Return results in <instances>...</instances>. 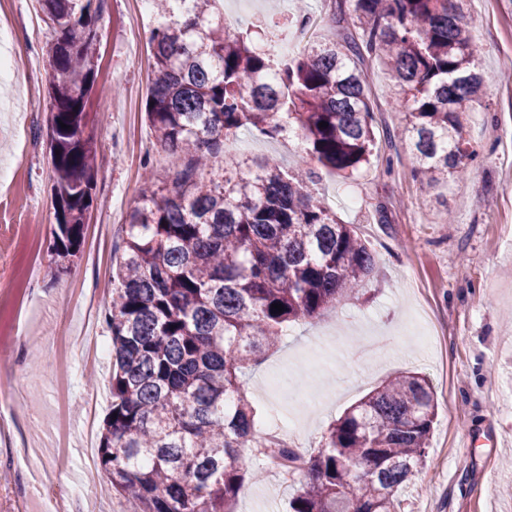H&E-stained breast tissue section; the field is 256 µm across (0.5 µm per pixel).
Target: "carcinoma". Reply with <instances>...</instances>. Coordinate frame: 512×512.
I'll return each instance as SVG.
<instances>
[{"label":"carcinoma","instance_id":"1","mask_svg":"<svg viewBox=\"0 0 512 512\" xmlns=\"http://www.w3.org/2000/svg\"><path fill=\"white\" fill-rule=\"evenodd\" d=\"M39 2L54 31L51 252L67 259L82 244L94 181L89 98L101 39L92 26L104 0ZM157 2L146 119L157 144L188 164L169 185L145 176L124 224L105 314L112 404L99 465L134 512H234L244 447L302 477L291 512H401L436 418L426 376L384 381L328 426L309 457L262 443L246 376L288 326L357 294L376 267L354 225L310 190L318 171L347 178L370 160L367 60L397 88L398 136L423 189L463 177L476 159L464 121L487 76L464 22L467 0H349L352 31L336 40L345 18L333 17L286 58L253 42L254 25L224 26L218 0ZM247 128L271 139L294 132L305 155L291 172L265 160L245 173L223 146Z\"/></svg>","mask_w":512,"mask_h":512}]
</instances>
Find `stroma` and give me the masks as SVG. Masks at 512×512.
I'll list each match as a JSON object with an SVG mask.
<instances>
[{
    "mask_svg": "<svg viewBox=\"0 0 512 512\" xmlns=\"http://www.w3.org/2000/svg\"><path fill=\"white\" fill-rule=\"evenodd\" d=\"M133 0H105L99 24L98 76L90 94L98 124L90 225L77 256L50 251L51 206L47 118V49L51 33L38 0H0L9 28L0 61L20 76L0 86V306H12L14 338L0 349V512H128L108 474L87 471L111 405L112 359L88 364L83 347L112 343L104 322L112 259L122 226L139 201L145 173L171 180L187 160L160 148L145 118L149 39L154 17L131 33ZM296 0H224V14L288 22ZM468 27L489 80L482 107L464 136L480 156L467 175L423 191L413 177L408 142L388 140L403 113L390 107L386 71L368 62L376 144L353 176L322 173L318 195L337 218L355 225L377 254L378 270L357 297L323 316L294 324L247 377V391L270 422L283 414L296 427L288 441L303 455L317 450L329 424L385 379L418 371L431 381L438 417L429 457L401 496L403 512H512V15L497 0H470ZM238 160L294 166L297 136L268 139L242 130ZM94 417H87L88 404ZM95 432H88V425ZM28 450L18 466L12 452ZM246 478L236 512H288L292 487L260 471L243 450Z\"/></svg>",
    "mask_w": 512,
    "mask_h": 512,
    "instance_id": "obj_1",
    "label": "stroma"
}]
</instances>
